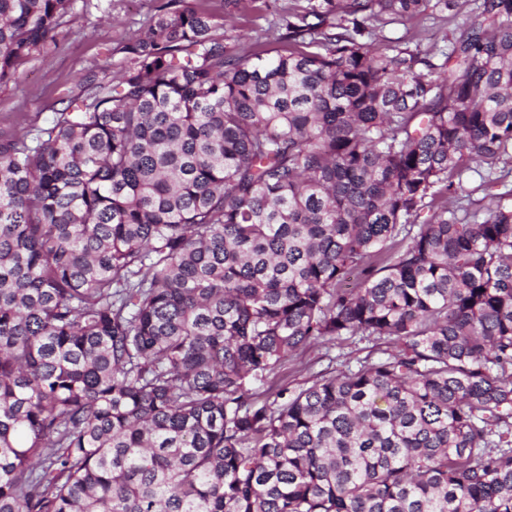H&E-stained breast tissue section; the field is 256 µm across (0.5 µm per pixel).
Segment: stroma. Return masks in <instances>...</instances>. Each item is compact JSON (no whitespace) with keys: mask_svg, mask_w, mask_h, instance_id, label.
Returning a JSON list of instances; mask_svg holds the SVG:
<instances>
[{"mask_svg":"<svg viewBox=\"0 0 512 512\" xmlns=\"http://www.w3.org/2000/svg\"><path fill=\"white\" fill-rule=\"evenodd\" d=\"M185 3L195 8L209 5L216 33L224 34L239 54L248 55L289 0H254L245 14L225 11L222 0ZM158 4L159 0H75L68 24L57 35L58 48L23 62L18 81L0 87V130L45 125L84 69L97 66L116 74L125 64L124 43L155 14ZM453 31V25L447 22L418 17L386 25L379 38L384 43L443 50L448 45L447 34ZM365 355L357 342H318L277 367L258 388L272 394L284 386L300 387L320 370L327 368L336 373Z\"/></svg>","mask_w":512,"mask_h":512,"instance_id":"35a3bbf8","label":"stroma"}]
</instances>
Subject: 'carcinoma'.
Segmentation results:
<instances>
[{"mask_svg":"<svg viewBox=\"0 0 512 512\" xmlns=\"http://www.w3.org/2000/svg\"><path fill=\"white\" fill-rule=\"evenodd\" d=\"M180 3L0 133V512H512V0L439 63L379 29L467 0H292L250 56ZM72 7L0 0V87ZM369 346L372 344L366 341L351 343V340L312 344L277 367L264 382L257 384V387L260 392L268 395L274 394L284 386L301 387L306 385L314 373L328 367L329 358L335 360L330 362L328 371L336 373L347 369V366L354 367L356 358L365 357L370 348H364Z\"/></svg>","mask_w":512,"mask_h":512,"instance_id":"1","label":"carcinoma"}]
</instances>
